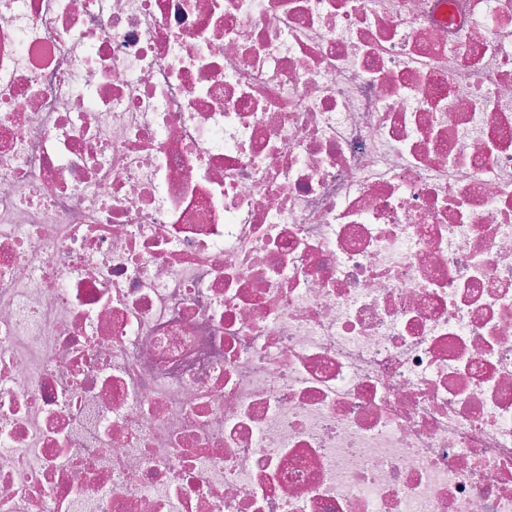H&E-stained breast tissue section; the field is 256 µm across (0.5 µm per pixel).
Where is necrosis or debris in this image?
I'll return each mask as SVG.
<instances>
[{
  "label": "necrosis or debris",
  "instance_id": "4bbe7bcc",
  "mask_svg": "<svg viewBox=\"0 0 512 512\" xmlns=\"http://www.w3.org/2000/svg\"><path fill=\"white\" fill-rule=\"evenodd\" d=\"M0 512H512V0H0Z\"/></svg>",
  "mask_w": 512,
  "mask_h": 512
}]
</instances>
